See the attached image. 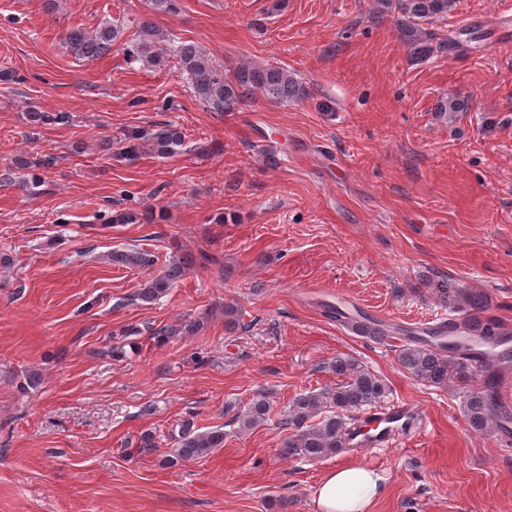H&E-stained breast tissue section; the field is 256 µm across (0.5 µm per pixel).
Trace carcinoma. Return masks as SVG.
I'll return each mask as SVG.
<instances>
[{"mask_svg": "<svg viewBox=\"0 0 512 512\" xmlns=\"http://www.w3.org/2000/svg\"><path fill=\"white\" fill-rule=\"evenodd\" d=\"M455 5L456 0H374L373 17L398 16L401 33L412 58L427 60L435 55L448 54L460 46V41L452 35L433 41V33L429 29L433 22L447 17ZM139 28L140 40L126 47L127 58L157 64L160 56L156 52V44L165 43L162 51L173 66L187 76L194 96L212 112H236L256 93L276 104L299 103L307 97L303 84L282 66L240 63L229 71L214 63L193 41L166 37L148 23L140 24ZM120 32L119 24L106 21L91 31L83 28L68 31L65 44L74 56L92 61L111 50ZM468 110L469 101L458 95L445 96L436 106L437 117L443 120L451 114ZM27 117L34 131L59 120L57 116L38 110L28 112ZM145 142L151 143L155 155L164 158L180 153L185 139L172 126L157 133L133 130L120 140L121 149L117 155L132 160L139 156ZM199 259L208 261L210 257L202 252L197 256L184 252L168 261L143 283L134 300L145 305L159 300ZM112 261L125 266L154 264L151 255L135 249L112 253ZM426 284L441 305L454 308L460 316L428 330L426 338L418 337L414 330L403 331L407 339L399 349L398 363L403 371L421 383L446 388L449 383L463 381L475 373L472 359H478V371L485 374L483 387L466 395L464 413L473 430H489L508 415L495 391L494 376L501 365L512 360V351L505 348L512 332L500 320L487 315V299L483 292L454 288L446 278H429ZM339 316L348 331L372 341H383L397 334L386 324L367 316L353 317L342 312ZM205 323V317L197 316L175 326L160 327L152 336L161 345L175 336H194L204 329ZM242 326L241 311L232 304L224 305V327L235 331ZM475 329L480 332L487 350L473 356L466 352L461 338ZM331 369L339 377L336 385L298 393L284 407L281 424L292 431L283 443L284 456L316 461L341 453L348 444L349 422L355 419L354 413L380 405L390 392L385 379L364 367L353 356H336L331 362ZM272 407L270 392L254 394L234 416L239 432L247 433L266 423ZM173 440L172 448L162 459L164 466L172 467L179 462L205 458L224 447V430L217 426L201 432L187 421Z\"/></svg>", "mask_w": 512, "mask_h": 512, "instance_id": "obj_1", "label": "carcinoma"}]
</instances>
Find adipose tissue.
Listing matches in <instances>:
<instances>
[{"mask_svg": "<svg viewBox=\"0 0 512 512\" xmlns=\"http://www.w3.org/2000/svg\"><path fill=\"white\" fill-rule=\"evenodd\" d=\"M386 491L379 472L345 464L327 473L316 488V512H369Z\"/></svg>", "mask_w": 512, "mask_h": 512, "instance_id": "ef3b65f1", "label": "adipose tissue"}]
</instances>
